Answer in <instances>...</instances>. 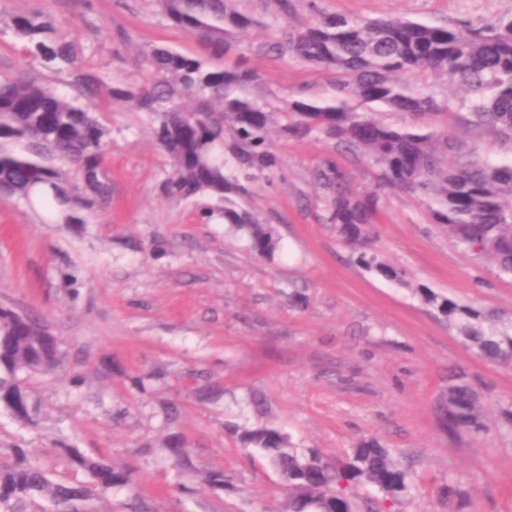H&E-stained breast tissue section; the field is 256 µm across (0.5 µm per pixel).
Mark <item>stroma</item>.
<instances>
[{"mask_svg": "<svg viewBox=\"0 0 512 512\" xmlns=\"http://www.w3.org/2000/svg\"><path fill=\"white\" fill-rule=\"evenodd\" d=\"M319 3L348 17L448 27L512 16V0ZM33 14L48 39L73 44L109 83H146L135 60L152 47L197 49L156 0H0V17ZM120 30L130 43L117 41ZM242 46L261 74L253 97L275 106L334 97L325 73L267 54L263 35L249 32ZM19 73L70 91L65 74L1 31L0 74ZM451 108L440 129L487 160H512V139L471 131L459 102ZM105 124L112 197L87 223L64 224L0 196V306L46 323L69 367L35 380L38 426L0 412V448L22 444L60 475L65 466L52 455L60 440L132 467L134 484L96 500L97 512H122L136 494L152 512H272L279 477L239 439L242 429L271 424L330 458L362 440L389 448L415 475L411 494L385 502L373 486L353 488L384 512H512V432L502 427L512 365L476 357L418 294L428 288L507 317L512 277L466 254L402 192L385 197L374 247L405 271V284L363 269L326 223L330 194L314 176L329 156L348 157L316 139L278 140L281 174L254 184L253 209L281 237L274 260L257 258L223 221L199 220L206 198L161 196L171 165L145 113L117 106ZM74 373L81 387L71 386ZM460 374L485 396V432L451 435L434 415ZM172 440L186 445L192 469L174 466ZM212 470L223 471V491L200 492V475Z\"/></svg>", "mask_w": 512, "mask_h": 512, "instance_id": "stroma-1", "label": "stroma"}]
</instances>
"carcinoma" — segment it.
I'll return each mask as SVG.
<instances>
[{"instance_id":"cac0c4a2","label":"carcinoma","mask_w":512,"mask_h":512,"mask_svg":"<svg viewBox=\"0 0 512 512\" xmlns=\"http://www.w3.org/2000/svg\"><path fill=\"white\" fill-rule=\"evenodd\" d=\"M158 3L174 27L197 39L200 50L150 49L143 55L150 79L141 86H108L81 64L72 45L37 39L46 30L38 16L10 20L14 34L46 62L65 66L74 95H60L23 75L0 78L1 195L32 208H61L65 223H85L82 212L112 193L108 128L101 113L120 103L150 116L156 143L171 161L162 194L179 201L212 200L198 218L223 217L246 234L256 257L272 260L280 249L275 229L250 210L256 178L281 170L274 137H315L375 170L373 189L363 192L352 188L349 169L333 157L315 171L316 181L331 192L327 223L336 225L366 270L403 280V273L368 251L383 197L401 191L421 199L430 222L466 252L512 274V163H488L422 122L448 115V98L430 81L444 76L464 93L462 119L470 128L512 137L511 17L483 23L460 19L448 29L403 18L327 14L311 0L313 20L294 28L288 25L290 0H279L282 21L276 25L240 12L237 0ZM249 30L266 36L269 53L291 55L330 75L340 99L323 104L293 99L272 108L252 98L249 89L259 73L249 66L240 41ZM369 104L408 114L411 121L394 125L360 111ZM21 141L29 152L9 148ZM55 156L70 169L48 164ZM420 296L476 355L512 363V325L428 288L420 289ZM47 331L29 314L0 308V411L23 425L35 424L42 414L33 380L66 366L59 337H48ZM435 409L448 433L487 430L482 397L462 376L440 393ZM240 439L279 476L285 491L281 512H362L352 486L370 484L384 501L413 486L410 470L373 439L334 460L315 448L294 446L273 426L244 429ZM53 455L87 480H60L52 467L15 444L0 452V512H25L27 503L38 500L55 512H87L93 499L133 481L132 468L63 441L54 444Z\"/></svg>"}]
</instances>
